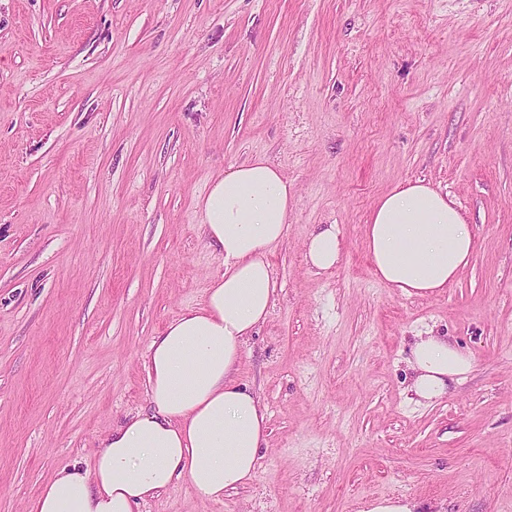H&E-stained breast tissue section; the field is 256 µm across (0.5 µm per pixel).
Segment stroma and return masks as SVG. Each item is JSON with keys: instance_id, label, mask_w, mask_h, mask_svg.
Returning a JSON list of instances; mask_svg holds the SVG:
<instances>
[{"instance_id": "stroma-1", "label": "stroma", "mask_w": 512, "mask_h": 512, "mask_svg": "<svg viewBox=\"0 0 512 512\" xmlns=\"http://www.w3.org/2000/svg\"><path fill=\"white\" fill-rule=\"evenodd\" d=\"M257 157L294 187L237 374L268 446L222 501L181 478L136 512H512V0H0V512L149 410L151 340L224 270L199 201ZM416 180L475 238L429 297L380 282L364 235ZM428 330L476 366L419 404ZM341 243L335 225L328 224L314 231L305 244V257L317 270H330L339 264ZM366 512H440L435 504L405 496L381 497L367 504Z\"/></svg>"}]
</instances>
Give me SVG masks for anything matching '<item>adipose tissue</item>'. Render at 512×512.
<instances>
[{
    "instance_id": "obj_1",
    "label": "adipose tissue",
    "mask_w": 512,
    "mask_h": 512,
    "mask_svg": "<svg viewBox=\"0 0 512 512\" xmlns=\"http://www.w3.org/2000/svg\"><path fill=\"white\" fill-rule=\"evenodd\" d=\"M291 191L263 158L234 164L203 198L202 235L224 259L202 305L152 339L146 356L152 409L104 437L89 469L65 467L42 486L32 512H135L187 478L195 495L221 500L256 475L268 419L255 392L236 378L244 348L269 315V255L285 236ZM374 272L403 294L442 291L469 264L474 239L455 201L424 181L381 196L365 226ZM335 225L314 231L305 257L315 269L339 264ZM409 387L433 402L472 372L474 359L433 334L415 336Z\"/></svg>"
}]
</instances>
